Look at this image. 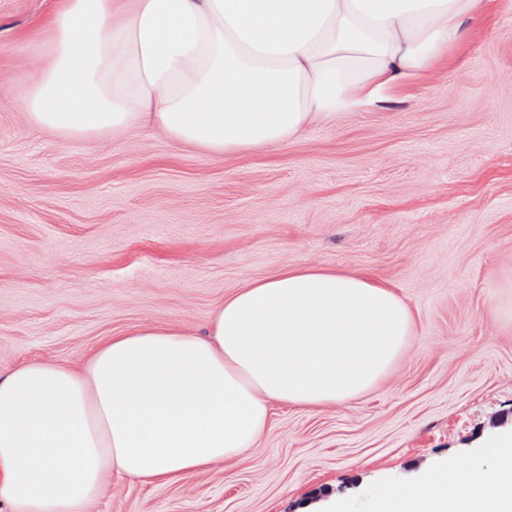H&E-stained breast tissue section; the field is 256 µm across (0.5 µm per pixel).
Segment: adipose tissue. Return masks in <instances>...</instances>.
Here are the masks:
<instances>
[{"mask_svg": "<svg viewBox=\"0 0 512 512\" xmlns=\"http://www.w3.org/2000/svg\"><path fill=\"white\" fill-rule=\"evenodd\" d=\"M479 0H53L33 127L94 141L145 125L221 158L287 145L310 126L386 102L440 59ZM408 305L386 283L295 268L227 297L203 334L144 327L72 369L0 373V500L86 512L113 476L160 485L238 457L272 403L311 410L380 385L406 354ZM374 512H512V431Z\"/></svg>", "mask_w": 512, "mask_h": 512, "instance_id": "ef3b65f1", "label": "adipose tissue"}]
</instances>
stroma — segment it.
Masks as SVG:
<instances>
[{"instance_id":"obj_1","label":"stroma","mask_w":512,"mask_h":512,"mask_svg":"<svg viewBox=\"0 0 512 512\" xmlns=\"http://www.w3.org/2000/svg\"><path fill=\"white\" fill-rule=\"evenodd\" d=\"M387 103L287 145L211 157L145 127L71 141L32 127L29 36L52 0H0V372L79 366L141 327L202 333L249 283L296 267L390 284L415 319L374 392L273 405L234 460L162 485L116 476L90 512H373L512 429V8Z\"/></svg>"}]
</instances>
